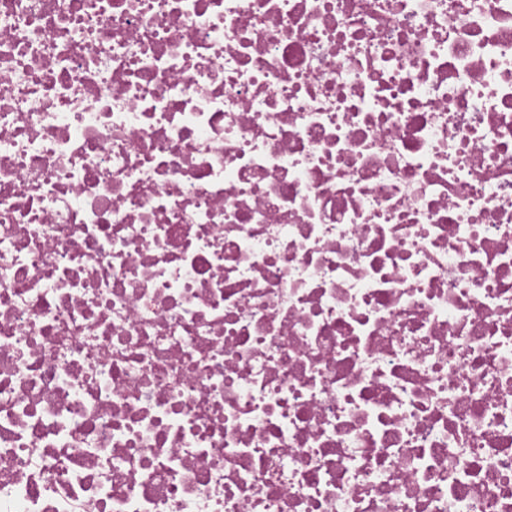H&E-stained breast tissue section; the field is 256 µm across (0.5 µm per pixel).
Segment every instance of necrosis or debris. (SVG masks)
<instances>
[{"instance_id":"4bbe7bcc","label":"necrosis or debris","mask_w":512,"mask_h":512,"mask_svg":"<svg viewBox=\"0 0 512 512\" xmlns=\"http://www.w3.org/2000/svg\"><path fill=\"white\" fill-rule=\"evenodd\" d=\"M0 512H512V0H0Z\"/></svg>"}]
</instances>
